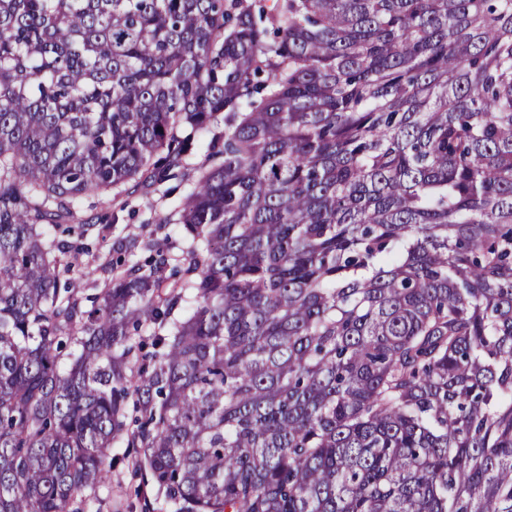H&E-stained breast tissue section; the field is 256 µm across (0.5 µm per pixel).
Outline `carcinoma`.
<instances>
[{
  "label": "carcinoma",
  "mask_w": 512,
  "mask_h": 512,
  "mask_svg": "<svg viewBox=\"0 0 512 512\" xmlns=\"http://www.w3.org/2000/svg\"><path fill=\"white\" fill-rule=\"evenodd\" d=\"M224 120L181 254L52 235ZM512 512V0H0V512ZM122 451L117 452L120 454V459L112 468V499L106 501L102 511L159 512L152 511V506L154 508L159 506L155 503L157 487L140 470L134 468L133 456L121 459Z\"/></svg>",
  "instance_id": "cac0c4a2"
}]
</instances>
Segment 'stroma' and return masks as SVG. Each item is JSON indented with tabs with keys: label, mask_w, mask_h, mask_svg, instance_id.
Masks as SVG:
<instances>
[{
	"label": "stroma",
	"mask_w": 512,
	"mask_h": 512,
	"mask_svg": "<svg viewBox=\"0 0 512 512\" xmlns=\"http://www.w3.org/2000/svg\"><path fill=\"white\" fill-rule=\"evenodd\" d=\"M206 148H199L176 167L169 180L151 186L128 183L122 195L104 200L90 194L83 198L73 221L89 224L85 242L87 251L72 255L74 273L96 269L128 240H136L135 259L148 257L151 251L179 252L183 241L178 232L174 208L185 197L198 167L205 161ZM157 488L136 470L133 459L117 460L112 468V497L102 512H148L154 505Z\"/></svg>",
	"instance_id": "35a3bbf8"
}]
</instances>
